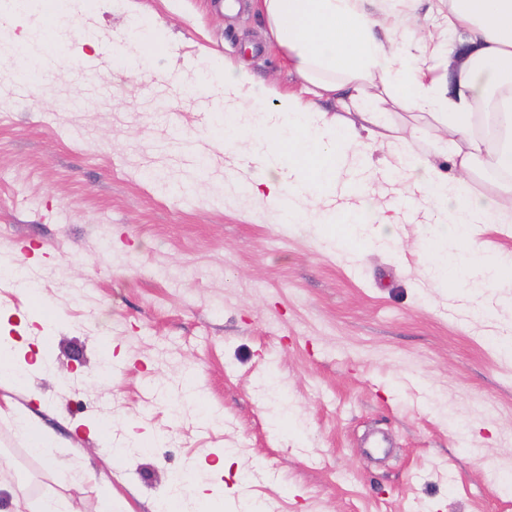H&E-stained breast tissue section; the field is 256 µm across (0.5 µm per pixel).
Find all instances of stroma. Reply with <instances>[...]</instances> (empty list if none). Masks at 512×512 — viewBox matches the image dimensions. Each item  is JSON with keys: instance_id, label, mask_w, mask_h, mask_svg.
I'll use <instances>...</instances> for the list:
<instances>
[{"instance_id": "35a3bbf8", "label": "stroma", "mask_w": 512, "mask_h": 512, "mask_svg": "<svg viewBox=\"0 0 512 512\" xmlns=\"http://www.w3.org/2000/svg\"><path fill=\"white\" fill-rule=\"evenodd\" d=\"M72 0L29 88L0 70V260L54 316L53 371L0 386V467L33 503L156 512L174 469L222 512H512V278L432 279L431 216L406 205L395 146L344 168L396 217L398 249L339 224H290L249 193L254 130L216 136L232 103L217 60L260 85L299 81L249 0ZM159 32L148 57L133 28ZM44 321L0 276V336ZM109 349H102V340ZM153 401H146V391ZM54 436L30 453L12 410Z\"/></svg>"}]
</instances>
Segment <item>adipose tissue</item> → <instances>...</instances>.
<instances>
[{
    "instance_id": "adipose-tissue-1",
    "label": "adipose tissue",
    "mask_w": 512,
    "mask_h": 512,
    "mask_svg": "<svg viewBox=\"0 0 512 512\" xmlns=\"http://www.w3.org/2000/svg\"><path fill=\"white\" fill-rule=\"evenodd\" d=\"M267 22L300 90L277 94V110L258 108L253 74L225 62L207 81L224 85L234 111L224 115V140L254 128L253 160L263 170L251 192L287 206L289 221L347 222L348 213L317 214L306 199L331 194L345 166L363 167L396 130L378 101L427 117L443 130L426 150L404 145L398 175L422 194L436 226L429 248L436 282L448 277L490 284L512 273L487 255L472 230L512 224V0H437L441 26L461 35L457 59L437 73L443 45L422 38L396 45L400 24L390 0H252ZM45 33L34 26L0 42V61L33 68ZM335 99L340 116L326 118L319 100ZM356 113L353 124L345 116ZM491 179L497 195L476 190Z\"/></svg>"
}]
</instances>
